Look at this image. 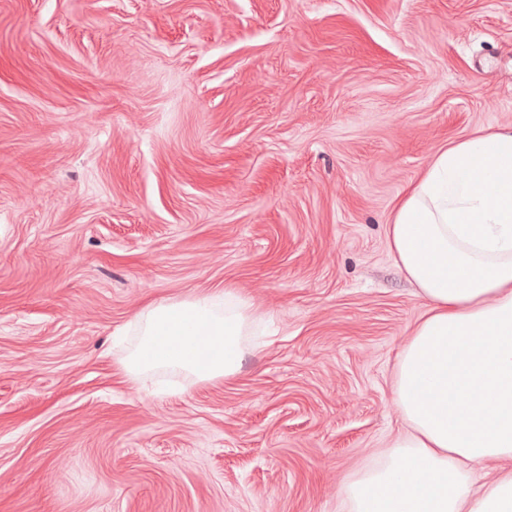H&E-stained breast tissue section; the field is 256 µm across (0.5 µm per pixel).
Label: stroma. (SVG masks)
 <instances>
[{"mask_svg":"<svg viewBox=\"0 0 512 512\" xmlns=\"http://www.w3.org/2000/svg\"><path fill=\"white\" fill-rule=\"evenodd\" d=\"M509 126L512 0H0V512H347L426 310L391 211ZM224 287L238 375H125Z\"/></svg>","mask_w":512,"mask_h":512,"instance_id":"stroma-1","label":"stroma"}]
</instances>
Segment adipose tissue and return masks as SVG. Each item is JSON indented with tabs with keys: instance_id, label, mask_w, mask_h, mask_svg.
Here are the masks:
<instances>
[{
	"instance_id": "adipose-tissue-1",
	"label": "adipose tissue",
	"mask_w": 512,
	"mask_h": 512,
	"mask_svg": "<svg viewBox=\"0 0 512 512\" xmlns=\"http://www.w3.org/2000/svg\"><path fill=\"white\" fill-rule=\"evenodd\" d=\"M389 248L427 311L394 395L407 430L342 485L349 512H512V128L449 141L395 204ZM260 312L236 288L152 302L133 321L130 379L175 367L238 374ZM500 468L485 482L482 465Z\"/></svg>"
}]
</instances>
